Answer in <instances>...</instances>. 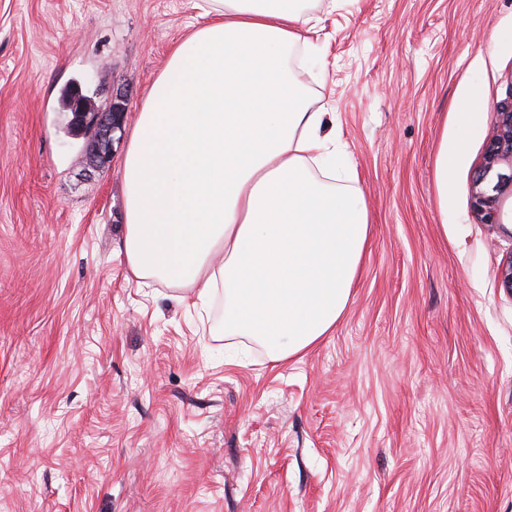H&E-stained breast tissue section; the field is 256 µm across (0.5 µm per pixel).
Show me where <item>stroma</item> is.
I'll use <instances>...</instances> for the list:
<instances>
[{
	"mask_svg": "<svg viewBox=\"0 0 512 512\" xmlns=\"http://www.w3.org/2000/svg\"><path fill=\"white\" fill-rule=\"evenodd\" d=\"M326 4L306 83L372 243L332 333L276 364L225 336L223 296L126 278L128 141L200 9L0 0V512H512V161L484 167L512 0ZM73 87L127 96L105 166Z\"/></svg>",
	"mask_w": 512,
	"mask_h": 512,
	"instance_id": "35a3bbf8",
	"label": "stroma"
}]
</instances>
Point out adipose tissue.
<instances>
[{
    "instance_id": "adipose-tissue-1",
    "label": "adipose tissue",
    "mask_w": 512,
    "mask_h": 512,
    "mask_svg": "<svg viewBox=\"0 0 512 512\" xmlns=\"http://www.w3.org/2000/svg\"><path fill=\"white\" fill-rule=\"evenodd\" d=\"M151 86L124 167L129 278L224 297V333L272 362L329 335L371 245L341 133L311 110L291 55L306 0H208Z\"/></svg>"
}]
</instances>
